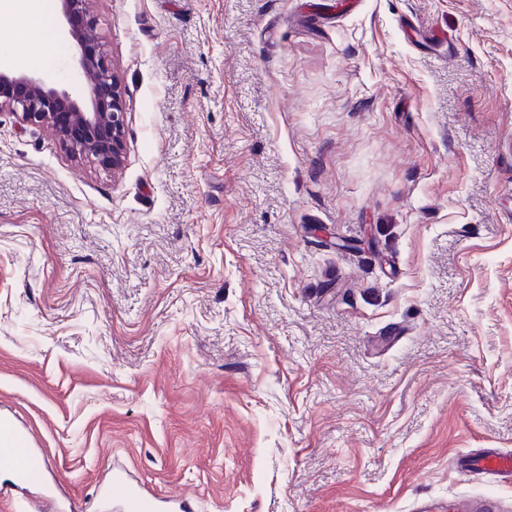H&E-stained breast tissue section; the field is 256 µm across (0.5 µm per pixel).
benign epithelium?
I'll use <instances>...</instances> for the list:
<instances>
[{"instance_id":"obj_1","label":"benign epithelium","mask_w":512,"mask_h":512,"mask_svg":"<svg viewBox=\"0 0 512 512\" xmlns=\"http://www.w3.org/2000/svg\"><path fill=\"white\" fill-rule=\"evenodd\" d=\"M64 37L78 48L77 81L60 89L24 67H0V112L22 126L50 131L75 161L118 171L124 162L121 84L109 64L91 16V0H60Z\"/></svg>"}]
</instances>
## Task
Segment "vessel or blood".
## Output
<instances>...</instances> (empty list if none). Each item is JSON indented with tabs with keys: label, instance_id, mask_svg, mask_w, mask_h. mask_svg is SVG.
Masks as SVG:
<instances>
[{
	"label": "vessel or blood",
	"instance_id": "b4317fda",
	"mask_svg": "<svg viewBox=\"0 0 512 512\" xmlns=\"http://www.w3.org/2000/svg\"><path fill=\"white\" fill-rule=\"evenodd\" d=\"M0 467L15 475L10 487L0 486V506L12 507L28 488L42 485L45 462L38 449L25 439H17L15 447L0 449ZM457 473L466 481L488 478L512 480V451L486 449L462 456ZM104 498L113 503L114 512H192L193 503L183 496L160 497L145 494L129 480L126 468L113 469L102 487ZM451 512H505L502 500L492 494L458 499L450 503Z\"/></svg>",
	"mask_w": 512,
	"mask_h": 512
}]
</instances>
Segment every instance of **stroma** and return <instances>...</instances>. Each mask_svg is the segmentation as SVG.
Returning <instances> with one entry per match:
<instances>
[{
  "mask_svg": "<svg viewBox=\"0 0 512 512\" xmlns=\"http://www.w3.org/2000/svg\"><path fill=\"white\" fill-rule=\"evenodd\" d=\"M125 160L0 114V407L44 488L420 512L512 484V0H93ZM49 55L70 88L57 6ZM456 472L469 482L487 478L512 480V451L486 449L480 453H467L458 460Z\"/></svg>",
  "mask_w": 512,
  "mask_h": 512,
  "instance_id": "35a3bbf8",
  "label": "stroma"
}]
</instances>
